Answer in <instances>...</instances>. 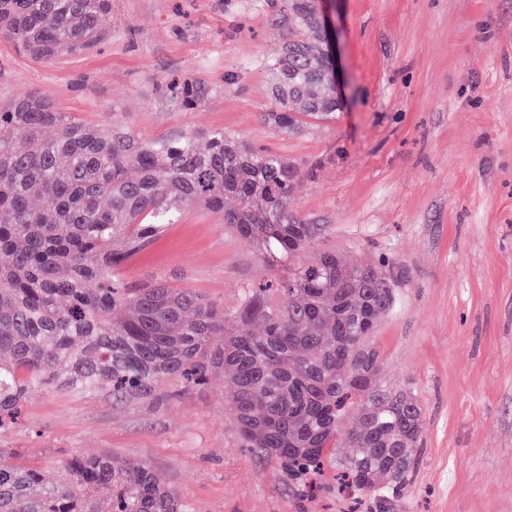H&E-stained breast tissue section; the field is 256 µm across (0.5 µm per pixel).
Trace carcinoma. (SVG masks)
Masks as SVG:
<instances>
[{"instance_id": "1", "label": "carcinoma", "mask_w": 512, "mask_h": 512, "mask_svg": "<svg viewBox=\"0 0 512 512\" xmlns=\"http://www.w3.org/2000/svg\"><path fill=\"white\" fill-rule=\"evenodd\" d=\"M315 10L316 0H281L273 19L289 37L269 62L267 119L284 134L335 117ZM111 11L112 0H0V38L37 60L81 56L105 37ZM166 90L183 110L214 96L199 78ZM0 127L12 131L0 137V431L18 425L32 386L108 388L116 402L162 405L221 370L241 447L275 461L305 512L326 489L331 454L336 494L397 506L417 464L422 409L377 379L369 338L394 293L379 268L332 252L293 262L322 233L288 211L294 166L222 128L145 138L83 124L38 97L0 110ZM187 205L257 242L263 266L290 260L288 275L245 289L231 310L165 279L129 287L119 270ZM353 407L358 423L343 432ZM14 457L0 448V512H193L145 461L75 456L50 483Z\"/></svg>"}]
</instances>
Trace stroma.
<instances>
[{"mask_svg": "<svg viewBox=\"0 0 512 512\" xmlns=\"http://www.w3.org/2000/svg\"><path fill=\"white\" fill-rule=\"evenodd\" d=\"M270 14V0H112L87 54L36 60L1 39L0 108L37 94L148 138L221 128L297 166L288 207L323 225L319 249L380 267L394 289L371 343L381 384L422 407L401 512H512V0H336L341 109L293 134L265 119ZM187 76L215 95L184 111L161 87ZM284 274L199 207L120 272L227 309ZM234 417L219 373L161 407L35 387L0 448L50 481L76 453L145 460L194 512H302Z\"/></svg>", "mask_w": 512, "mask_h": 512, "instance_id": "1", "label": "stroma"}]
</instances>
